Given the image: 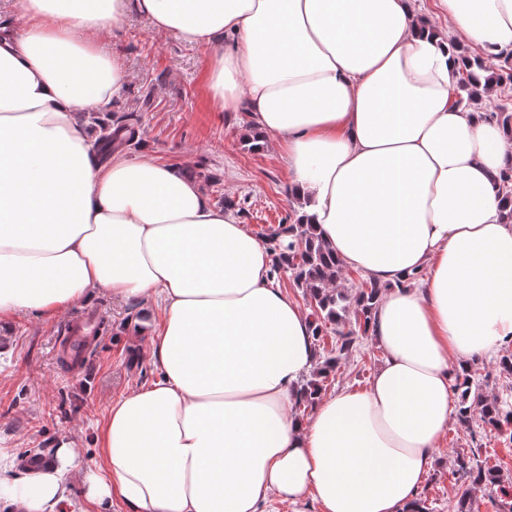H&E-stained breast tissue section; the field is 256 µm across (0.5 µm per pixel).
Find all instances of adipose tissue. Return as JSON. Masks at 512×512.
Returning a JSON list of instances; mask_svg holds the SVG:
<instances>
[{"mask_svg":"<svg viewBox=\"0 0 512 512\" xmlns=\"http://www.w3.org/2000/svg\"><path fill=\"white\" fill-rule=\"evenodd\" d=\"M0 33V319L94 301L157 302L158 376L112 404L89 502L129 512H406L455 408V369L512 340V138L452 91L459 45L512 52V0H19ZM190 44L220 112L247 111L286 155L292 199L343 271L385 283L361 389L297 412L317 366L311 319L259 239L185 171L100 160L84 112L127 87L98 39L129 15ZM75 442L24 477L0 450V499L68 512ZM81 472V471H80Z\"/></svg>","mask_w":512,"mask_h":512,"instance_id":"obj_1","label":"adipose tissue"}]
</instances>
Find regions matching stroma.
<instances>
[{"label": "stroma", "instance_id": "35a3bbf8", "mask_svg": "<svg viewBox=\"0 0 512 512\" xmlns=\"http://www.w3.org/2000/svg\"><path fill=\"white\" fill-rule=\"evenodd\" d=\"M101 46L120 58L128 74V88L113 101L111 113L116 119L130 112L139 116L132 154L144 149L158 161L184 167L212 204L235 211L255 234L287 223L294 202L281 151L268 145L251 149L247 112H219L210 103L205 82L213 47L154 33L135 15L117 34L103 37ZM86 309L79 304L50 318L22 311L0 321V448L13 460L28 449L51 452L66 436L80 446L83 470H96L95 438L110 406L156 377L148 349L156 321L139 334L127 328L135 312H153V304L136 298L116 302L105 293L90 308L103 320L104 331L84 370L65 366L60 360L65 325L83 321ZM382 361L372 339L359 337L328 390L366 386ZM460 457L498 469L503 485H472L456 466ZM507 483H512V441L488 432L475 415L466 425L451 420L417 496L431 512H456L464 495L471 512H508L503 506Z\"/></svg>", "mask_w": 512, "mask_h": 512}]
</instances>
